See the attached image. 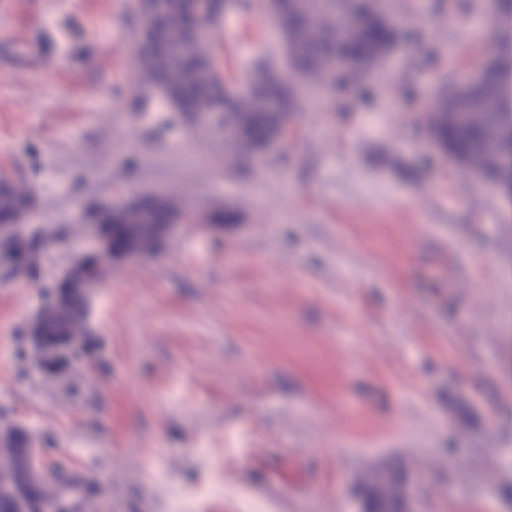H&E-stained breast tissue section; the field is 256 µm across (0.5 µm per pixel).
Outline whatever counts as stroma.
Here are the masks:
<instances>
[{
	"mask_svg": "<svg viewBox=\"0 0 512 512\" xmlns=\"http://www.w3.org/2000/svg\"><path fill=\"white\" fill-rule=\"evenodd\" d=\"M0 8V173L68 227L137 188L205 216L90 290L84 356L39 368L31 274H0V412L71 512H349L400 463L421 512H512V220L427 141L424 105L495 50L493 0H388L412 32L366 88L305 101L287 160L237 174L224 137L139 85L132 0ZM244 81L281 44L211 33Z\"/></svg>",
	"mask_w": 512,
	"mask_h": 512,
	"instance_id": "35a3bbf8",
	"label": "stroma"
}]
</instances>
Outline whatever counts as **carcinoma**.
I'll use <instances>...</instances> for the list:
<instances>
[{
  "label": "carcinoma",
  "instance_id": "obj_1",
  "mask_svg": "<svg viewBox=\"0 0 512 512\" xmlns=\"http://www.w3.org/2000/svg\"><path fill=\"white\" fill-rule=\"evenodd\" d=\"M226 0L224 8L208 14L205 31L217 29L230 11L267 15L283 42L284 78L271 59L251 67L252 78L238 84L223 74L206 36L198 37L181 26L183 15L194 8L193 0H162L168 20L158 38L163 48H152L151 28L154 0H135L133 12L142 42L139 57L143 92L159 94L181 120L192 124L197 118L223 106V121L213 130L224 133V146L236 171L244 174L265 162L271 145L288 140V121L300 109L306 93L326 96L330 78L338 73L344 83L369 77L398 47L396 16L388 0ZM507 36L497 53L479 67L480 78L472 87L452 86L442 92L426 119L428 137L435 148L444 149L465 165H476L492 173L512 210V0H496ZM6 190L0 207L17 214L29 213L32 188L4 178ZM151 212L134 210L125 216L128 233L145 237L144 225L181 220L189 209L170 197H156ZM52 318L79 334L84 310L81 300L57 308ZM3 443L5 459L0 476L23 473L19 448L27 440L10 430ZM29 512H42L57 500L49 483L31 473L22 488Z\"/></svg>",
  "mask_w": 512,
  "mask_h": 512
}]
</instances>
